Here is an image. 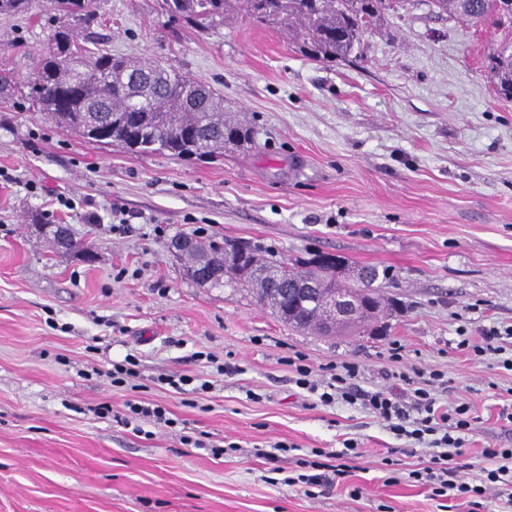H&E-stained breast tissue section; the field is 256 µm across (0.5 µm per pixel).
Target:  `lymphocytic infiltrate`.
<instances>
[{"label": "lymphocytic infiltrate", "mask_w": 512, "mask_h": 512, "mask_svg": "<svg viewBox=\"0 0 512 512\" xmlns=\"http://www.w3.org/2000/svg\"><path fill=\"white\" fill-rule=\"evenodd\" d=\"M510 340L512 325L492 326L482 329L479 338L463 337L457 348L475 358L489 354L497 356L499 367L512 372V356L507 355L505 347ZM289 363L295 368V385L317 396L322 405L339 401L361 404L396 437L427 445L430 450L428 463L415 470L414 478L428 486L433 496L446 501L465 499L469 502L470 512H482L484 501L490 495L512 489V448L483 449V456L496 461V468L486 471L478 482L463 481L454 458L462 446L463 434L471 429L473 416L468 404L440 403L441 373L401 374L405 388L398 395L386 388L365 390L357 387L360 370L352 362L341 363L339 372L326 379L315 378L313 368L302 354H295ZM356 450V443L347 440L342 450L326 453L324 461L298 459L301 472L288 477L287 483L305 489L333 487L347 476V462Z\"/></svg>", "instance_id": "f902f5d3"}]
</instances>
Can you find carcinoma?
I'll list each match as a JSON object with an SVG mask.
<instances>
[{"label":"carcinoma","mask_w":512,"mask_h":512,"mask_svg":"<svg viewBox=\"0 0 512 512\" xmlns=\"http://www.w3.org/2000/svg\"><path fill=\"white\" fill-rule=\"evenodd\" d=\"M406 0H162L163 9L176 20L208 28L240 16L250 23L279 28L296 52L317 62L349 57L385 11ZM31 0H0V15L28 11ZM438 12L468 27L489 26L507 30L488 54L489 73L496 92L512 99V0H431ZM56 25L48 50L27 78L24 99L58 126L78 132L90 142L123 147L135 154L165 153L176 157L214 159L226 150L252 145V130L240 112L224 110V96L210 85L176 72L159 62L112 55L93 36L98 24L96 0H52ZM18 91L15 76L0 72V98ZM192 246L179 256L186 274L210 268L217 272L210 285H219L228 272L224 256L229 244L208 245L191 239ZM257 265L275 278L301 277L324 288L333 277L316 258L287 262L250 252L247 265L232 278L250 288L264 302L261 289L246 266ZM367 282L340 285L357 299L381 303L373 289L379 270L364 267ZM312 310L291 308L283 301L276 315L286 324L320 336L361 335L377 316L366 314L344 329L324 331Z\"/></svg>","instance_id":"1"}]
</instances>
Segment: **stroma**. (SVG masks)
I'll list each match as a JSON object with an SVG mask.
<instances>
[{
	"instance_id": "1",
	"label": "stroma",
	"mask_w": 512,
	"mask_h": 512,
	"mask_svg": "<svg viewBox=\"0 0 512 512\" xmlns=\"http://www.w3.org/2000/svg\"><path fill=\"white\" fill-rule=\"evenodd\" d=\"M97 7L113 54L213 86L256 142L220 162L140 156L85 142L23 99L0 101V512H445L411 476L424 445L361 405H321L286 360L357 362L366 390L442 372L441 402L474 416L458 458L465 480L488 467L483 449L512 448L501 417L512 413V372L456 349L460 335L512 324V101L496 93L485 54L497 32L411 0L359 53L316 63L278 30L237 18L199 32L161 0ZM51 15L50 0H32L0 16V68L36 66ZM116 204L136 216L123 231L112 227ZM43 221L68 225L80 250H56ZM179 235L388 270L380 293L400 310L372 336L298 332L236 281L190 279L169 251ZM200 351L238 373L203 395L154 384L162 372H204ZM129 353L147 384L138 392L107 376ZM131 398L239 449L215 458L166 427L133 433L115 419ZM349 438L359 455L347 480L312 496L270 483L272 465L251 453L290 444L277 463L288 476L297 459ZM392 470L400 481L389 485Z\"/></svg>"
}]
</instances>
